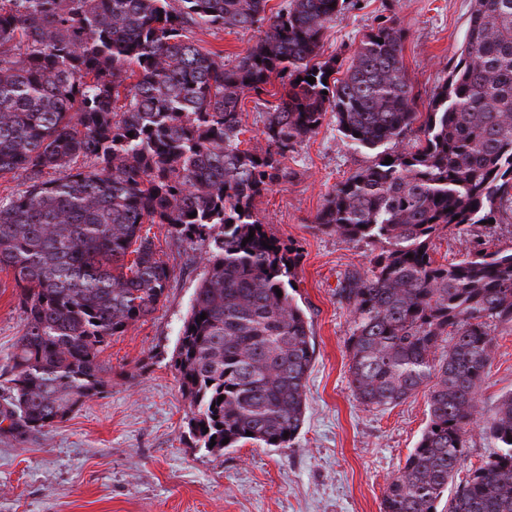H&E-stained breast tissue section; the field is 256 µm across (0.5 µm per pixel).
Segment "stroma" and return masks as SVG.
<instances>
[{"label":"stroma","mask_w":512,"mask_h":512,"mask_svg":"<svg viewBox=\"0 0 512 512\" xmlns=\"http://www.w3.org/2000/svg\"><path fill=\"white\" fill-rule=\"evenodd\" d=\"M471 0H349L327 29L322 57L346 61L372 28L393 20L407 38L402 61L427 105L459 56ZM256 30H193L202 50L235 64L256 43ZM352 146L333 115L283 161L286 179L255 202L267 231L301 254L294 297L312 325L316 359L307 383L305 423L287 448L247 442L221 453L196 447L188 402L174 368L184 319L206 268V246L149 225L171 270L167 297L147 319L112 337L99 359L112 385L63 422L18 440L0 434V512H381L384 491L404 467L429 421L427 392L370 410L355 398L347 340L352 320L336 289L385 250L316 227L314 218L339 183L373 161ZM512 246V217L493 227L434 239L440 263L466 258L476 239ZM19 290L0 272V369L7 367L26 320ZM492 362L480 388L485 410L512 392V328L492 331Z\"/></svg>","instance_id":"obj_1"}]
</instances>
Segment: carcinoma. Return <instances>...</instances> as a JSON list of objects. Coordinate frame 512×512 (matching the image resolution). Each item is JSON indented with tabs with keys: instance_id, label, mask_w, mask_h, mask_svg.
Masks as SVG:
<instances>
[{
	"instance_id": "obj_1",
	"label": "carcinoma",
	"mask_w": 512,
	"mask_h": 512,
	"mask_svg": "<svg viewBox=\"0 0 512 512\" xmlns=\"http://www.w3.org/2000/svg\"><path fill=\"white\" fill-rule=\"evenodd\" d=\"M345 4L289 0L269 16L267 0H0V178L22 177L0 198V271L26 320L0 381L1 433L41 432L112 385L104 346L166 297L170 268L142 233L166 224L207 243L174 363L189 435L211 453L289 447L315 343L290 293L299 255L267 233L255 200L331 112L375 157L314 223L387 244L337 289L352 316L355 397L384 409L429 391V423L381 512H437L445 494L448 512H512V393L488 416L479 396L490 328L512 325V247L447 264L430 253L441 235L512 211V0H472L461 52L425 112L395 25L371 30L345 69L318 60ZM226 27L260 32L233 66L190 38ZM274 78L266 146L242 149L240 103ZM476 430L500 451L455 486Z\"/></svg>"
}]
</instances>
